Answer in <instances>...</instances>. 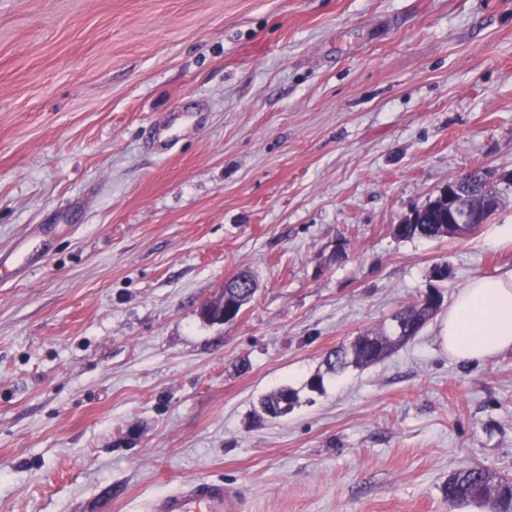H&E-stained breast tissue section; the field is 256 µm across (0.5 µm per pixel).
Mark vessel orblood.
<instances>
[{
  "label": "vessel or blood",
  "instance_id": "1",
  "mask_svg": "<svg viewBox=\"0 0 512 512\" xmlns=\"http://www.w3.org/2000/svg\"><path fill=\"white\" fill-rule=\"evenodd\" d=\"M42 246L35 236H20L9 252H0V268L23 275L40 261ZM240 509L238 497L223 482L212 480L190 481L162 496L156 506V512H240Z\"/></svg>",
  "mask_w": 512,
  "mask_h": 512
}]
</instances>
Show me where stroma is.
Instances as JSON below:
<instances>
[{"label":"stroma","instance_id":"obj_1","mask_svg":"<svg viewBox=\"0 0 512 512\" xmlns=\"http://www.w3.org/2000/svg\"><path fill=\"white\" fill-rule=\"evenodd\" d=\"M479 166L512 172V0H0V249L56 227L0 272V512H152L197 478L242 512H479L442 486L512 477L511 351L456 361L433 318L324 364L434 264L448 302L512 270V187L464 237L394 233ZM243 271L239 318L202 320ZM35 236H20L13 248L6 253L0 252V268H12L14 274L21 276L42 257L43 242ZM298 402L297 393L288 386H282L265 395L258 401L256 414L258 421L277 419L288 415Z\"/></svg>","mask_w":512,"mask_h":512}]
</instances>
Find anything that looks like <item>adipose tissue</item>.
Wrapping results in <instances>:
<instances>
[{
	"mask_svg": "<svg viewBox=\"0 0 512 512\" xmlns=\"http://www.w3.org/2000/svg\"><path fill=\"white\" fill-rule=\"evenodd\" d=\"M439 340L450 357L466 363L512 351V271L472 279L449 304Z\"/></svg>",
	"mask_w": 512,
	"mask_h": 512,
	"instance_id": "obj_1",
	"label": "adipose tissue"
}]
</instances>
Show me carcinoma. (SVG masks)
<instances>
[{
	"instance_id": "1",
	"label": "carcinoma",
	"mask_w": 512,
	"mask_h": 512,
	"mask_svg": "<svg viewBox=\"0 0 512 512\" xmlns=\"http://www.w3.org/2000/svg\"><path fill=\"white\" fill-rule=\"evenodd\" d=\"M493 176L494 172L489 168H479L463 177L462 182L466 191L474 195L490 185L489 179ZM450 215L448 200L438 195L411 211L405 223L395 226V234L404 239H444L448 237ZM248 282L250 285L241 289L238 279L230 280L229 288L224 290L225 304L235 303L240 309L250 301L255 288L251 285L253 279H248ZM441 305L442 298L437 292L419 297L394 315L402 327L400 337H395L386 328L367 332L349 346L331 351L325 359L327 371L339 374L350 367L364 368L378 362L416 336ZM297 402V393L292 388L282 386L275 389L259 399L256 410L258 420L284 417ZM443 491L448 503L453 506L475 503L483 506L487 512H512V480L495 475L482 466L473 465L451 472Z\"/></svg>"
}]
</instances>
